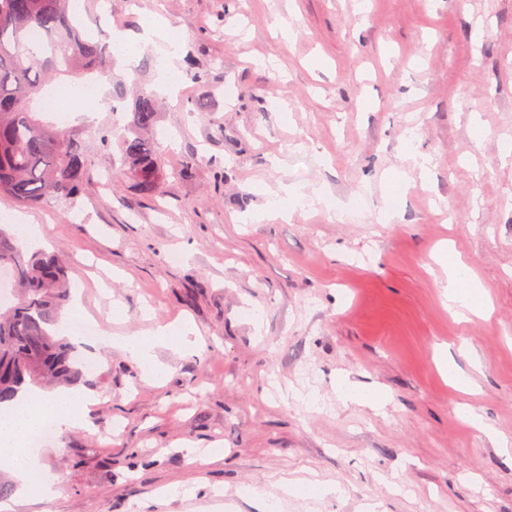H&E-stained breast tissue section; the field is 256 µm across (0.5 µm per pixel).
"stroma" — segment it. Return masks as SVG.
Instances as JSON below:
<instances>
[{
	"mask_svg": "<svg viewBox=\"0 0 512 512\" xmlns=\"http://www.w3.org/2000/svg\"><path fill=\"white\" fill-rule=\"evenodd\" d=\"M76 2L131 43L162 15L181 48L94 73L98 104L70 114L93 173L72 204L0 198L98 328L77 344L87 426L38 447L58 494L12 493V512H512V0ZM143 87L152 194L122 174L110 112ZM285 185L298 198L268 217ZM448 253L488 313L453 317ZM183 321L201 345L157 346L159 379L105 342Z\"/></svg>",
	"mask_w": 512,
	"mask_h": 512,
	"instance_id": "stroma-1",
	"label": "stroma"
}]
</instances>
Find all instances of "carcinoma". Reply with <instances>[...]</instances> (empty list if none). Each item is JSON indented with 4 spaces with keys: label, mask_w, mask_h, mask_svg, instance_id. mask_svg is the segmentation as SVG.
Instances as JSON below:
<instances>
[{
    "label": "carcinoma",
    "mask_w": 512,
    "mask_h": 512,
    "mask_svg": "<svg viewBox=\"0 0 512 512\" xmlns=\"http://www.w3.org/2000/svg\"><path fill=\"white\" fill-rule=\"evenodd\" d=\"M70 0H0V196L28 207L74 201L90 176L79 141L40 118L38 103L54 79L76 87L112 62L110 37L69 11ZM154 92L141 91L121 165L141 190L154 193L164 178L155 145L144 137L157 117ZM15 283L14 301L0 310V406L23 387L82 381L87 368L68 338L52 333L68 300L58 256L30 251L0 226V272Z\"/></svg>",
    "instance_id": "1"
}]
</instances>
